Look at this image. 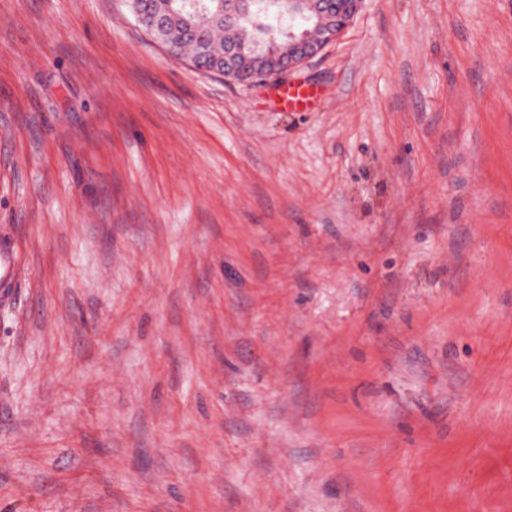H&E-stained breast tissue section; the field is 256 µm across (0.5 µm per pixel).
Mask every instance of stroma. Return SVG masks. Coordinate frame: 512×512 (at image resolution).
Masks as SVG:
<instances>
[{
	"instance_id": "obj_1",
	"label": "stroma",
	"mask_w": 512,
	"mask_h": 512,
	"mask_svg": "<svg viewBox=\"0 0 512 512\" xmlns=\"http://www.w3.org/2000/svg\"><path fill=\"white\" fill-rule=\"evenodd\" d=\"M0 253V512H512V0L250 83L0 0ZM281 91V102L288 109L307 111L314 107L320 92L316 87L303 86L302 84H288Z\"/></svg>"
}]
</instances>
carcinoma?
<instances>
[{
  "label": "carcinoma",
  "instance_id": "carcinoma-1",
  "mask_svg": "<svg viewBox=\"0 0 512 512\" xmlns=\"http://www.w3.org/2000/svg\"><path fill=\"white\" fill-rule=\"evenodd\" d=\"M134 16L147 11L167 17L164 30L151 31L176 59H186L204 73H224V49L235 44L248 52L269 48L266 28L281 12L278 0H249L250 21L240 25L224 21V0H131Z\"/></svg>",
  "mask_w": 512,
  "mask_h": 512
}]
</instances>
